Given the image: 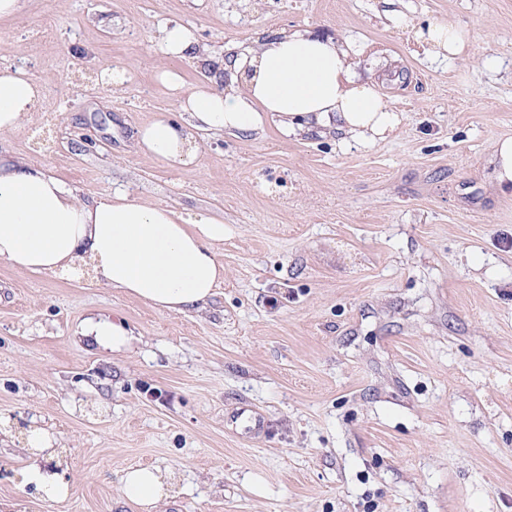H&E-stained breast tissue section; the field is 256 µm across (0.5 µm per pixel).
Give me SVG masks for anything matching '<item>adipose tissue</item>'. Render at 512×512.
Listing matches in <instances>:
<instances>
[{
	"mask_svg": "<svg viewBox=\"0 0 512 512\" xmlns=\"http://www.w3.org/2000/svg\"><path fill=\"white\" fill-rule=\"evenodd\" d=\"M424 42L432 55L467 57L463 27L429 25ZM154 43V74L177 93L178 111L144 124L138 146L145 158L174 170L195 164L203 132L249 134L271 124L288 139L335 130L344 142L365 147L393 136L402 123L374 78L355 73L357 49L334 37L277 32L226 57L200 45L187 26L163 22ZM176 60L193 61L205 76L190 93L182 91ZM43 106L40 84L25 68H0V132L22 129ZM223 240L224 224L211 216L142 202L121 189L88 193L43 166L0 156V261L17 270L69 276L87 267L107 286L159 310L200 312L224 283L217 253ZM77 335L112 353L130 350L135 339L123 321L104 316L86 318ZM29 444L23 487L64 499L69 484L49 463V437L31 431ZM117 488L149 512H164L168 493L159 468L126 470Z\"/></svg>",
	"mask_w": 512,
	"mask_h": 512,
	"instance_id": "obj_1",
	"label": "adipose tissue"
}]
</instances>
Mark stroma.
Here are the masks:
<instances>
[{"label":"stroma","mask_w":512,"mask_h":512,"mask_svg":"<svg viewBox=\"0 0 512 512\" xmlns=\"http://www.w3.org/2000/svg\"><path fill=\"white\" fill-rule=\"evenodd\" d=\"M164 20L217 52L343 31L404 121L366 149L270 126L144 161L138 128L175 108L150 68ZM433 23L469 31L467 61L425 52ZM20 64L44 108L0 153L221 219L224 283L174 314L0 261V512H144L116 487L136 466L168 472L166 512H512V196L489 162L512 135V0H25L0 21V67ZM92 315L131 351L77 343ZM34 429L63 501L20 488Z\"/></svg>","instance_id":"stroma-1"}]
</instances>
